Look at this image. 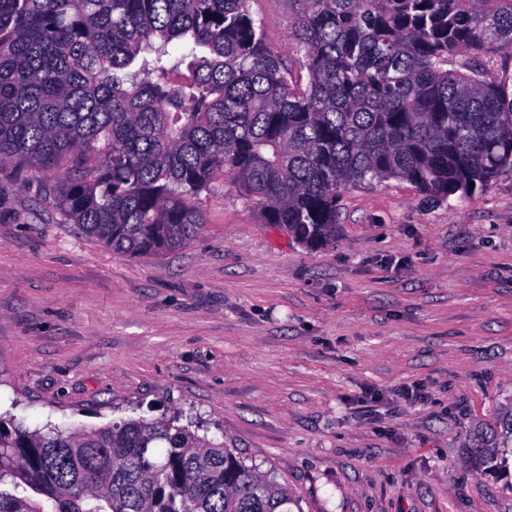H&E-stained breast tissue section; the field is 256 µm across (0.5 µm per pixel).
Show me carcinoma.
I'll use <instances>...</instances> for the list:
<instances>
[{"label":"carcinoma","mask_w":512,"mask_h":512,"mask_svg":"<svg viewBox=\"0 0 512 512\" xmlns=\"http://www.w3.org/2000/svg\"><path fill=\"white\" fill-rule=\"evenodd\" d=\"M252 0H0V162L129 257L186 246L231 176L261 223L319 247L343 191L391 178L473 196L512 171V0H299L307 82L264 43ZM182 415L69 432L0 415V512H290L288 485ZM512 404L469 456L504 474Z\"/></svg>","instance_id":"cac0c4a2"}]
</instances>
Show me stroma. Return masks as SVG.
I'll return each instance as SVG.
<instances>
[{
    "label": "stroma",
    "instance_id": "35a3bbf8",
    "mask_svg": "<svg viewBox=\"0 0 512 512\" xmlns=\"http://www.w3.org/2000/svg\"><path fill=\"white\" fill-rule=\"evenodd\" d=\"M296 7L252 3L303 79ZM45 182L0 163V414L91 428L179 411L303 512H512V480L469 462L512 403V171L440 205L397 179L347 189L315 249L220 174L197 237L137 258L60 221Z\"/></svg>",
    "mask_w": 512,
    "mask_h": 512
}]
</instances>
